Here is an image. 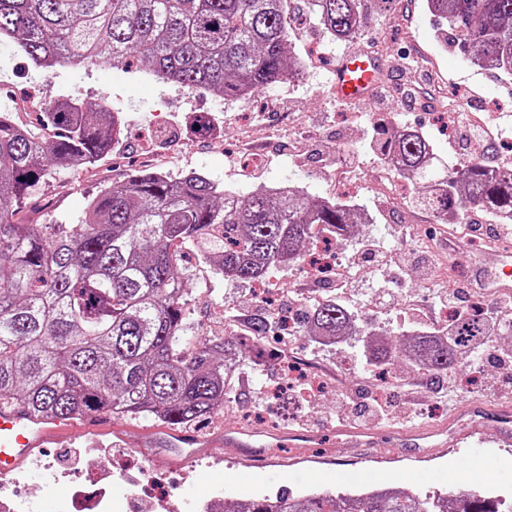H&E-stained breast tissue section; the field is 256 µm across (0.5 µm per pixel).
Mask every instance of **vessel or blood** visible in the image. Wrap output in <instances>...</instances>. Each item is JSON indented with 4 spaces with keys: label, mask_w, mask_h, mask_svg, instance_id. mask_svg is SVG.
I'll return each mask as SVG.
<instances>
[{
    "label": "vessel or blood",
    "mask_w": 512,
    "mask_h": 512,
    "mask_svg": "<svg viewBox=\"0 0 512 512\" xmlns=\"http://www.w3.org/2000/svg\"><path fill=\"white\" fill-rule=\"evenodd\" d=\"M387 63L371 53L355 50L336 59L332 68L331 90L337 100L364 103L381 80ZM500 268L489 274L475 269L473 276L482 286L496 295L512 293V246L498 251ZM468 422L452 416L438 427L399 430L396 446L411 457L426 458L436 449L458 444L459 441L491 425L499 429L506 440L512 441V408H488L472 401L465 409ZM348 446L373 448L375 460L386 459L385 449L376 448L374 434L363 428H343L339 431ZM90 435H111L119 441H132L134 447L153 449L158 459L167 465L197 455L207 448L235 451L244 472H251L257 463L271 459L279 448L304 444L316 446L318 437L312 433L294 431L270 432L260 428L225 427L223 434H199L176 426H153L132 429L119 424L108 415L94 417L44 418L21 407L0 405V483L28 466L50 446L75 444Z\"/></svg>",
    "instance_id": "obj_1"
}]
</instances>
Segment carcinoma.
<instances>
[{
  "label": "carcinoma",
  "mask_w": 512,
  "mask_h": 512,
  "mask_svg": "<svg viewBox=\"0 0 512 512\" xmlns=\"http://www.w3.org/2000/svg\"><path fill=\"white\" fill-rule=\"evenodd\" d=\"M291 0H0V41L36 67L94 65L147 70L163 83L213 89L227 100L300 79L290 56ZM378 0H306L311 16L338 41L360 36ZM448 24L447 43L478 66L512 74V0H426ZM56 102L22 127L0 112V404L46 418L109 413L183 426L236 400L224 365H247V340L266 335L278 313L259 308L250 336H197L186 307L188 253L225 280L252 283L300 263L315 229L336 238L364 220L357 208L310 199L288 187L247 195L192 173L172 178L139 170L92 198L74 224L18 218L32 189L62 169L87 168L124 134L121 116ZM56 131L47 143L36 126ZM428 139L415 128L383 129L376 150L401 156L426 184L417 205L444 222L468 204L512 221V181L489 177L469 159L450 177L423 163ZM354 311L334 299L310 305L300 323L334 336ZM486 319L465 312L452 342L402 329L389 348L357 330L366 363H395L433 375L453 372L497 337ZM224 512H498L476 493H421L396 483L357 492L307 490L224 503Z\"/></svg>",
  "instance_id": "carcinoma-1"
}]
</instances>
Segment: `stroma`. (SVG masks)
Wrapping results in <instances>:
<instances>
[{
    "label": "stroma",
    "mask_w": 512,
    "mask_h": 512,
    "mask_svg": "<svg viewBox=\"0 0 512 512\" xmlns=\"http://www.w3.org/2000/svg\"><path fill=\"white\" fill-rule=\"evenodd\" d=\"M444 32L428 12L426 0H393L387 10L371 14L361 36L352 42H330L317 21L310 20L290 36V51L302 58V80L276 83L258 94L227 100L208 89L184 90L163 84L143 71L125 74L101 63L91 67H64L47 74L13 48L0 46V103H49L69 96L89 107L105 105L120 113L124 135L112 153L94 166L53 174L33 188L21 216L30 224H72L88 200L110 184L123 181L135 169H152L171 177L191 172L205 174L225 189L245 194L259 186L293 181L313 199L328 198L357 204L373 221L338 244L342 259H350L365 241L372 240L398 254L401 265L411 268L429 240L443 242L441 264L430 269L432 284L444 286L472 266L495 272L499 268L498 241L484 252L465 241L463 225L494 224L495 219L477 205L460 217L440 223L429 212L414 206L421 186L388 171L371 151L370 142L379 125L413 127L430 141L448 167L463 161L449 137L468 121L487 124L498 140L497 160L512 167V76L471 64L458 50L445 45ZM361 49L395 61L409 56L417 69L429 72L432 81L427 110L407 112L400 102L371 99L369 104L342 103L331 92L330 67L336 56ZM472 96L469 111L454 101ZM250 140L264 152L265 162L247 167L240 160V145ZM357 292L349 307L359 314L360 326L383 334L402 326L400 311L406 300L423 301L427 289L413 279L396 285L390 306L373 311L363 304L378 275L370 267H354ZM316 284L321 295L333 294V280L311 281L303 266L278 269L267 278V296L274 307L300 315L303 305L283 302L289 291ZM257 295L251 285L225 284L203 263H193L187 300L195 332L224 337L241 333L242 316ZM296 362L303 370L331 380L315 399L297 408L285 394L287 379L279 357L276 336L259 341L255 350L258 368L234 378L244 395L225 407L219 416L192 423V430L218 432L227 424L256 425L268 429L318 433L313 448H284L280 464L266 466L258 476L242 477L238 454L221 451L202 455L167 470L163 486L179 506L178 512H201L215 487H223L226 500L253 494L357 490L361 484L347 480V473L370 470L371 481H396L417 489L455 492L483 491L485 486L512 491V449L502 448L501 435L492 426L429 460L396 457L377 463L364 448H350L334 432L336 409L344 395L377 388L373 372L346 370L344 359L359 360L360 351L346 345L343 352L314 347L306 338L293 339ZM496 366H469L419 389L423 425L447 422L452 410L499 390ZM131 448L114 446L111 439L88 437L78 448H50L41 459L14 475L11 496L21 502V512H51L53 502L69 486L84 481L87 467L108 455H131ZM469 457L466 472H459V454Z\"/></svg>",
    "instance_id": "1"
}]
</instances>
